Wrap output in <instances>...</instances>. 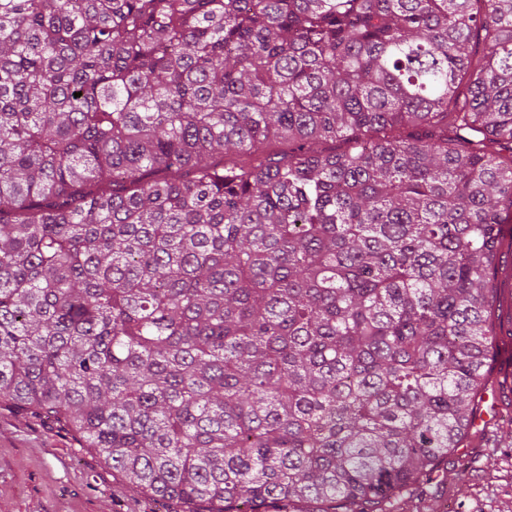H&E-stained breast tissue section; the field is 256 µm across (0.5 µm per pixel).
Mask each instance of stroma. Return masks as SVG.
Wrapping results in <instances>:
<instances>
[{
    "instance_id": "1",
    "label": "stroma",
    "mask_w": 512,
    "mask_h": 512,
    "mask_svg": "<svg viewBox=\"0 0 512 512\" xmlns=\"http://www.w3.org/2000/svg\"><path fill=\"white\" fill-rule=\"evenodd\" d=\"M496 312L501 330L485 390L499 417L448 454L447 466L401 495L393 512H512V297ZM466 470L458 481L457 470ZM126 487L64 423L0 399V512H177Z\"/></svg>"
}]
</instances>
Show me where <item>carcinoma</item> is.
<instances>
[{"mask_svg":"<svg viewBox=\"0 0 512 512\" xmlns=\"http://www.w3.org/2000/svg\"><path fill=\"white\" fill-rule=\"evenodd\" d=\"M510 213L512 0H0V399L184 512L448 460Z\"/></svg>","mask_w":512,"mask_h":512,"instance_id":"carcinoma-1","label":"carcinoma"}]
</instances>
